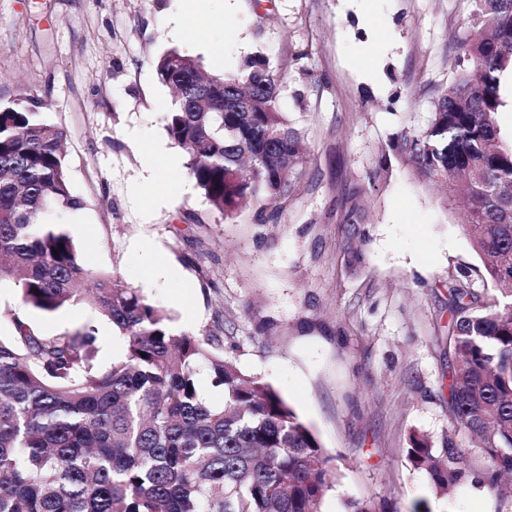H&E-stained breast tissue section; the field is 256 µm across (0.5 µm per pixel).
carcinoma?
Instances as JSON below:
<instances>
[{"instance_id":"1","label":"carcinoma","mask_w":512,"mask_h":512,"mask_svg":"<svg viewBox=\"0 0 512 512\" xmlns=\"http://www.w3.org/2000/svg\"><path fill=\"white\" fill-rule=\"evenodd\" d=\"M470 35L452 83L424 126L401 130L376 161L391 159L424 184H446L493 293L469 272L448 282L445 447L414 435L406 457L436 495L473 483L507 498L512 479V146L496 115L500 77L512 71V0H473ZM174 88L164 129L188 175L230 221L243 200L263 224L288 206L303 164V136L282 112L279 78L262 54L239 73L204 76L172 48L154 61ZM65 130L39 112L0 109V282L25 308L52 313L82 304L124 339L112 367L96 363L97 327L55 336L4 312L15 335L0 338V512H320L329 462L311 427L269 383L224 358L214 334L176 329L135 288L95 269L55 214L86 200L72 190ZM355 188L345 216L347 264L364 261L365 210ZM57 253H52V249ZM206 371L223 400L204 398ZM465 432L469 448L456 438Z\"/></svg>"}]
</instances>
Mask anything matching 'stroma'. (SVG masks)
<instances>
[{
	"label": "stroma",
	"instance_id": "35a3bbf8",
	"mask_svg": "<svg viewBox=\"0 0 512 512\" xmlns=\"http://www.w3.org/2000/svg\"><path fill=\"white\" fill-rule=\"evenodd\" d=\"M0 0V106L24 105L67 132L69 229L99 270L137 289L181 331L207 330L242 372L270 383L312 428L336 469L321 512L347 501L410 512H512L482 488L434 495L406 458L412 434L442 447L448 283L482 265L438 188L399 163L370 173L391 138L420 127L448 86L471 0ZM181 49L209 74L261 53L307 162L287 209L215 212L184 164L142 167L145 145L178 155L164 130L171 90L153 61ZM171 190L153 206L156 186ZM366 189L365 261L343 257L344 214ZM40 334L93 322L108 369L124 344L106 319L67 305L29 312Z\"/></svg>",
	"mask_w": 512,
	"mask_h": 512
}]
</instances>
